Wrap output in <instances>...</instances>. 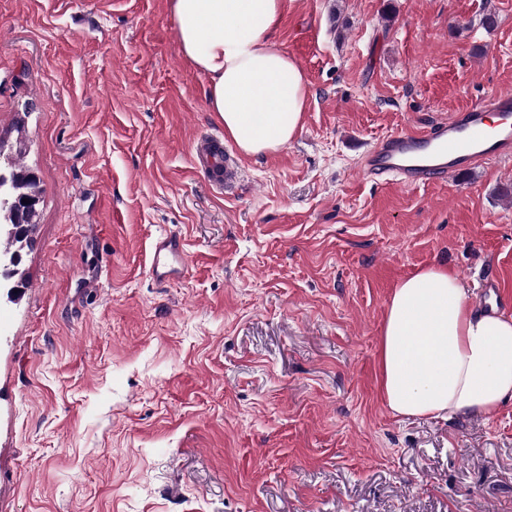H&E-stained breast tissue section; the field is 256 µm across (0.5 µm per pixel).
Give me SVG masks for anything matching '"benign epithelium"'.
Returning <instances> with one entry per match:
<instances>
[{
  "label": "benign epithelium",
  "instance_id": "obj_1",
  "mask_svg": "<svg viewBox=\"0 0 512 512\" xmlns=\"http://www.w3.org/2000/svg\"><path fill=\"white\" fill-rule=\"evenodd\" d=\"M28 203H22V199L14 197L4 186H0V213L8 223L3 225L5 234L17 243V248L10 254L0 256V300L15 301L18 294L14 290L22 287V280L16 278L18 263L22 257V251L31 244L30 228L21 224L25 214L32 212L40 203V193L35 191L28 196Z\"/></svg>",
  "mask_w": 512,
  "mask_h": 512
}]
</instances>
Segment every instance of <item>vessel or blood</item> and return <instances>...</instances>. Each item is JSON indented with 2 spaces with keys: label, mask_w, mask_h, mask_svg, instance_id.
<instances>
[{
  "label": "vessel or blood",
  "mask_w": 512,
  "mask_h": 512,
  "mask_svg": "<svg viewBox=\"0 0 512 512\" xmlns=\"http://www.w3.org/2000/svg\"><path fill=\"white\" fill-rule=\"evenodd\" d=\"M512 158V91H500L467 105L423 130L388 134L363 153L360 169L370 178H392L410 187L436 180H453L488 162ZM193 167L204 173L218 191L237 182L240 167L220 136L193 143ZM186 267L184 240L179 235L157 239L152 245L150 274L158 282L182 276ZM481 291L475 300L486 308L501 296V284L492 267L479 273Z\"/></svg>",
  "instance_id": "vessel-or-blood-1"
}]
</instances>
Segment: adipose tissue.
<instances>
[{
	"mask_svg": "<svg viewBox=\"0 0 512 512\" xmlns=\"http://www.w3.org/2000/svg\"><path fill=\"white\" fill-rule=\"evenodd\" d=\"M282 0H171L184 56L209 78L208 108L248 156L301 127L302 70L273 41ZM382 387L401 416L496 413L512 399V316L476 311L462 280L431 267L393 291L382 327Z\"/></svg>",
	"mask_w": 512,
	"mask_h": 512,
	"instance_id": "obj_1",
	"label": "adipose tissue"
}]
</instances>
